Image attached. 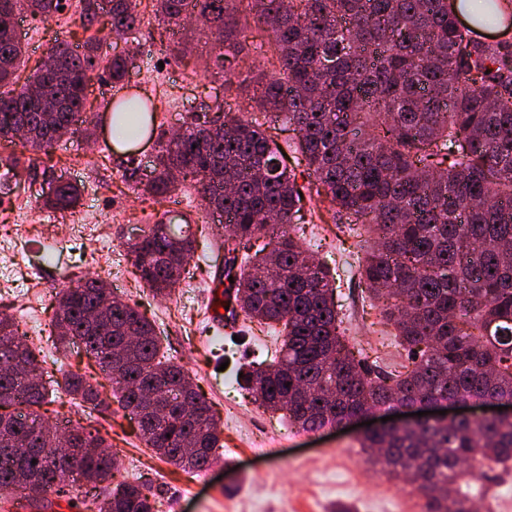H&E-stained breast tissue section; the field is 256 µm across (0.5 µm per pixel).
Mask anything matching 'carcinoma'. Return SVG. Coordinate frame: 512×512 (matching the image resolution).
I'll list each match as a JSON object with an SVG mask.
<instances>
[{
    "mask_svg": "<svg viewBox=\"0 0 512 512\" xmlns=\"http://www.w3.org/2000/svg\"><path fill=\"white\" fill-rule=\"evenodd\" d=\"M236 0H155L171 31L195 18L224 45ZM61 0H0V146L27 130L31 155L0 159L21 185L63 134L83 124L89 72L100 62L121 86L130 53L98 55L56 42L52 66L37 63L19 86L24 48L8 18L48 22ZM254 24L269 35L271 73L256 89L263 114L294 127L288 144L301 170L263 124L229 116L223 105L194 112L181 132H161L150 175L128 158L132 191L163 202L189 181L205 212L224 217V289L233 320L279 329L272 359L242 370L235 384L293 427L315 431L368 410L438 398L481 396L512 403V42H488L475 29L512 26V0H250ZM469 20L461 23L459 15ZM108 18L118 38L141 24L136 0H80L87 31ZM153 105L125 96L112 108V133L128 143L151 131ZM65 213L81 198L59 180L31 193ZM330 202L348 233L368 234L356 274L394 326L408 364H366L341 334L335 277L289 232L308 202ZM276 237L270 251L258 244ZM135 278L169 298L189 273L194 241L158 221L129 247ZM56 343H80L112 385V398L160 457L188 472L207 468L220 447L217 421L183 368L171 362L153 323L87 277L52 306ZM64 392L92 411H110L86 375L69 371L48 389L41 361L17 320L0 315V491L59 494L71 483L95 490L71 507L94 512H158L145 483L118 478L99 431L43 421L50 395ZM369 461L409 477L428 512H474L468 479L485 467L512 466V417L424 420L415 427L361 434ZM80 456L74 477L62 449Z\"/></svg>",
    "mask_w": 512,
    "mask_h": 512,
    "instance_id": "obj_1",
    "label": "carcinoma"
}]
</instances>
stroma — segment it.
<instances>
[{"instance_id":"35a3bbf8","label":"stroma","mask_w":512,"mask_h":512,"mask_svg":"<svg viewBox=\"0 0 512 512\" xmlns=\"http://www.w3.org/2000/svg\"><path fill=\"white\" fill-rule=\"evenodd\" d=\"M77 2L66 0L65 10L39 26L29 16H18L28 65H35L55 40L75 46L84 42L86 35L76 22ZM140 10L144 20L135 41L112 35L100 39L101 54H135L125 88L112 87L105 71H95L87 89V113L107 115L109 97L124 91L154 100L156 122L170 133L175 127L167 113L173 105L185 118L200 107L219 103L234 115L254 112L252 78L267 66L260 50L268 40L266 33H257L248 50L225 67L217 43L197 34L189 52L173 56L151 0H142ZM122 159V153L113 149L109 128L100 129L89 142L77 134L64 138L50 162L39 164L31 176L39 187L58 176L77 183L82 190L80 206L53 213L25 193L0 206V312L22 322L38 312L41 323L29 337L52 378H59L65 363L74 370L99 372L82 348L59 351L51 337L53 295L94 268L117 295L138 305L154 323L164 348L190 375L218 422L222 446L216 449L213 464L187 474L155 455L124 412L113 413L106 421L93 414L101 436L118 453L122 475L143 478L147 494L160 502V512H426L425 498L408 487L406 479H378L377 468L367 463L353 432L329 426L311 433L296 430L233 386L231 370L252 364L256 345L272 350L277 340L260 326L239 331L236 345L225 344L216 333L207 305L223 272L224 254L214 245L218 230L208 223L194 191L179 194L175 202L193 214L192 223L183 227L196 240L189 278L168 299L154 297L136 281L129 246L154 222L159 207L125 189ZM77 223L106 232L107 244L87 241L82 249L66 253L57 227ZM296 235L316 259L339 265L344 325L362 346L368 363L396 361L402 349L392 327L381 323L364 284L349 271V260L360 252L358 238L317 217L301 225ZM472 491L476 505L490 512H512V469H486Z\"/></svg>"}]
</instances>
